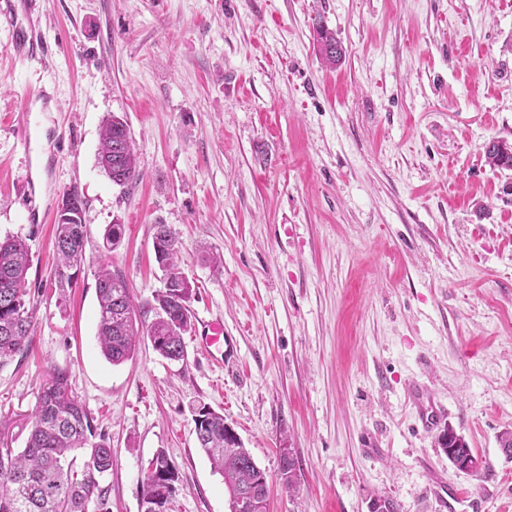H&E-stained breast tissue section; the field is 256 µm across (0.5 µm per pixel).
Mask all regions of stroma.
<instances>
[{"mask_svg":"<svg viewBox=\"0 0 512 512\" xmlns=\"http://www.w3.org/2000/svg\"><path fill=\"white\" fill-rule=\"evenodd\" d=\"M345 55L319 56L316 24ZM48 65L9 52L0 16V240L24 239L35 307L28 349L0 368V448L22 449L41 386L68 370L112 442L111 512H140L144 469L180 473L172 512H229L194 412L223 413L270 483L269 512H512V0H42ZM29 116H22L23 100ZM125 119L142 174L112 183L100 129ZM84 201L77 284L55 286L53 225ZM33 210V211H34ZM122 244L102 248L109 224ZM181 250L192 325L220 319L224 361L144 339L115 365L97 342L96 274L127 280L142 322L164 273L156 225ZM424 381L492 465L449 462L405 396ZM300 470L279 474L281 449Z\"/></svg>","mask_w":512,"mask_h":512,"instance_id":"35a3bbf8","label":"stroma"}]
</instances>
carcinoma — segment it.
<instances>
[{"label":"carcinoma","mask_w":512,"mask_h":512,"mask_svg":"<svg viewBox=\"0 0 512 512\" xmlns=\"http://www.w3.org/2000/svg\"><path fill=\"white\" fill-rule=\"evenodd\" d=\"M316 33L320 56L325 63L336 65L343 55L341 42L320 23L316 24ZM485 156L492 167L512 169V149L504 151L494 143L486 146ZM98 163L121 187L141 177L128 124L120 116L111 115L102 127ZM61 202L64 207L72 206L77 215L68 221L55 219L54 286L63 292L76 284L73 269L82 259L87 234L86 225L80 222L83 201L78 194L66 192ZM124 235L125 225H109L105 250L114 251ZM154 252L172 287L162 288L155 295L163 314H155L146 327L137 314L125 277L106 267L97 273L99 348L114 365L129 359L143 336L162 357L173 361L185 357L184 336L191 322L182 285L188 280L179 270L175 238L164 224L155 226ZM29 261L24 240L0 241V368L30 342L33 310L26 288ZM194 424L200 448L223 475L228 493L255 485L261 468L243 446L227 448L224 415L203 406L195 412ZM150 464L154 478L141 482V501L169 512L179 475L162 451L150 459ZM111 469V443L96 433L93 417L74 392L68 371L54 368L41 387L25 447L18 453L0 448V512H110L108 489L101 485L100 478Z\"/></svg>","instance_id":"obj_1"}]
</instances>
